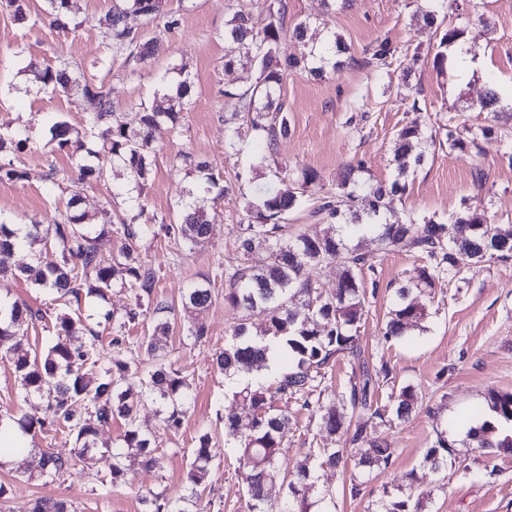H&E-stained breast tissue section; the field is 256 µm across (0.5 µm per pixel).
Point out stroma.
<instances>
[{
  "label": "stroma",
  "mask_w": 512,
  "mask_h": 512,
  "mask_svg": "<svg viewBox=\"0 0 512 512\" xmlns=\"http://www.w3.org/2000/svg\"><path fill=\"white\" fill-rule=\"evenodd\" d=\"M30 5L36 18L27 23L15 21L12 11L0 5V132L20 130L29 138L24 149L0 153V159L13 161L24 174L21 181L0 183V220L45 226L54 222L70 197L48 178L52 169L69 174L74 161L69 150L51 142L47 118L58 115L80 125L83 102L75 95L47 93L28 70L29 63L46 65L60 58L81 66L89 80L111 86L116 122L132 105L152 102L172 70L185 67L191 82L189 108L177 129L163 126L154 133L162 150L143 189L145 215L172 218L185 187L195 181V172L180 164L178 154L183 150L209 162L226 193L217 203L219 217L208 238L194 249L184 248L177 234L163 230L138 245L142 264L156 275L154 301L171 309V328L160 342L161 353L185 371L194 392L182 425L174 432L165 429L154 403L140 407V424L155 438L159 466L134 468L123 488L104 492L101 481L112 471L108 448L120 443L126 430L123 420L116 419L100 427L98 453L90 468L44 482L34 477L42 450L68 457L74 445L65 434L39 432L27 436L28 450L18 460L0 463V485L7 490L0 512H31L38 498L67 499L76 512H146L145 496L182 494L192 452L205 433L212 437L214 456L203 495L207 512H244L245 498L235 474L237 450L224 440V411L231 407L245 417L250 409L232 403L213 361L238 318L237 311L224 304L222 272L240 256L239 213L282 168L293 174L313 169L327 189L335 187L341 168L349 162L361 164L364 177L392 181L391 139L411 120L428 127L437 113L447 112L459 123L512 126V121L488 112L459 109L462 101L478 100L492 86L505 103H512V0H480L478 10L485 20L470 25L464 36V46L475 54L478 65L465 73L451 65L442 73L434 68L435 30L418 17L415 0H355L333 13L325 12L322 0H288L287 26L310 20L309 33L319 39L326 31H335L349 46L353 61L321 79L305 71L288 72L282 100L291 132L263 161L255 158V131L237 115L236 100L224 95L225 89L248 86L259 78L250 66L225 67L224 21L231 12L245 9L254 27L263 28L268 15L261 0H163L165 11L176 21L172 29L145 26L135 15L127 19L129 27L142 30L151 40L150 60L132 68L116 57L108 69L98 65L107 53V39L97 20L111 8L112 0H73L81 25L67 32L41 20L45 0H30ZM383 41L397 50L386 76L367 64ZM405 80L422 90L419 110H412L411 100L404 96ZM363 100L368 110L362 114L356 105ZM232 128L238 131V151L229 155L225 140ZM502 152L494 137L465 152L436 149L409 177L407 193L393 203L391 220L403 223L411 214L444 220L458 212L467 197L492 223H506L512 219V164ZM479 170L487 178L481 188L474 183ZM121 184V177L114 175L79 186L80 209L88 223H102L107 209L131 214L127 201L113 195ZM363 249L371 253L374 267L365 273L369 312L359 329V343L372 362L387 365L391 386L415 385L421 405L409 421L369 424L368 437L394 448L395 454L388 468L373 471L360 488L351 483L353 463L321 472L319 484L333 496L319 504V512H367L386 485L409 494L405 476L411 472L427 494L422 512H512V454L479 447L467 435L473 421L488 414L491 393L512 391V261L476 264L462 280L420 297L427 313L423 330L388 342L381 329L395 292L416 277L422 258L412 250L381 249L370 239ZM204 280L213 288L215 300L202 316L209 328L207 339L195 343L183 333L195 315L182 308L181 297L186 288ZM0 294L35 309L51 308L56 315L67 311L22 275L0 280ZM132 300L117 284L106 299L83 300L81 310L88 327L100 332L102 365L136 356L149 370L155 361L142 355L139 346L151 335L152 320L129 330L118 348L111 344V327L99 321L100 312L122 314ZM10 346V341L0 342V419H50L46 400L26 397L9 361ZM440 431L446 432L451 450L443 474L437 475L422 461Z\"/></svg>",
  "instance_id": "obj_1"
}]
</instances>
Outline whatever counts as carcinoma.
Segmentation results:
<instances>
[{
  "label": "carcinoma",
  "mask_w": 512,
  "mask_h": 512,
  "mask_svg": "<svg viewBox=\"0 0 512 512\" xmlns=\"http://www.w3.org/2000/svg\"><path fill=\"white\" fill-rule=\"evenodd\" d=\"M470 10L474 0L460 6L457 0H427L420 7L423 20L442 30L433 64L440 73L448 62V50L462 41L465 31L458 25L442 26L440 12ZM287 10L285 0L269 5V22L257 30L251 14L238 10L224 23V42L227 53L224 67L237 63L250 64L260 72L254 86L228 91L237 100L239 111L250 117L251 127L258 132L266 152L274 151L279 138L288 136V117L280 101L284 73L303 68L315 76L326 70L336 72L344 67L342 56L349 52L344 41L329 33L321 44L305 41L308 25L298 23L294 28L304 50L298 57L280 58L278 46L284 33L283 20ZM45 13L49 25L57 30H74L80 22L72 9V0H47ZM130 15L145 19L154 28L171 29L174 21L163 11L162 0H113L112 9L98 19L105 29L108 55L101 66H112V56L123 55L127 63L141 64L150 57V41L128 27ZM396 49L386 41L372 53L371 64L381 74L388 73ZM31 73L36 82L50 94H78L84 102L82 125L77 127L55 117L49 126L50 141L61 149L72 151L76 167L70 182L100 180L107 169L118 168L126 176L124 195L144 214L142 192L156 158L154 132L163 123L176 126L187 109L191 84L184 78L167 84L156 92L149 106L130 108L125 121L112 124L116 107L112 89L100 82L80 79L74 66L65 61L45 67L34 65ZM481 112H496L503 108L502 99L494 88L469 108ZM496 136L503 142L502 157L512 163V130L492 125H454L445 123L426 134L415 122L402 125L394 134L391 163L395 179L389 184L355 178L358 168L351 166L343 174L336 189L316 187L318 175L303 169L297 177L286 174L278 184L265 187L255 199L247 201L239 215L237 233L241 257L238 264L224 270V304L241 313L216 354L217 369L231 379L248 370L252 376L233 388V397L249 405L252 414L247 427L241 418L230 411L224 415V435L238 445L237 472L244 489L247 512H311L315 499H323L329 491L319 487L317 473L337 467L343 457L342 448H311L304 460L291 469L282 467L279 450L289 430L291 408L306 410L317 420L319 432L330 435L340 429L351 433L350 443L356 446L355 467H385L393 451L368 439L370 420L385 421L393 415L406 421L418 407L414 387L403 386L390 392L387 400L380 398V384L388 381L389 370L369 361L358 344V329L367 313L368 298L363 271L372 269L370 254L359 245L350 244L351 236H372L386 249L408 248L421 255L424 261L416 278L398 288L397 300L389 312L383 338H399L421 327L426 313L411 295L431 293L445 278L461 275L471 265L482 262L512 260V228L488 221L485 211L464 204L461 211L448 222L423 218V223H392L388 219L395 197L407 191V178L423 165L429 152L438 145H448L450 151H464L478 146V141ZM185 166L199 172L194 187L177 205V232L184 244L193 248L203 243L210 224L217 217L211 207V194L224 196L219 177L205 161H197L189 153L181 154ZM310 195L318 196L316 213L328 221L323 234L309 236L289 230V216L296 212ZM79 195L70 196L67 209L59 213L51 225L53 239L60 256L48 259L40 255L37 266L20 269L34 277V283L57 294L64 304L75 303L70 314L55 317V342L45 351L27 346L29 325L45 321L51 314L34 310L24 302L15 301L5 312L0 310V341L10 339L11 360L22 388L28 395L45 397L53 420L50 423L27 416L19 420L22 432L41 433L52 429L70 436L75 443L72 460H65L46 450L41 453L39 478L44 481L62 479L70 467H88L94 460L95 436L98 427L115 418L124 420L126 430L122 443L107 449L112 454V474L109 487H116L133 467L153 468L159 460L154 454L152 439L139 423V408L150 397L159 406L165 427L181 425L182 408L192 400L187 375L169 361L144 376L134 361L112 360L94 374L82 371V366H97L101 348L99 336L86 327L81 312L84 297L105 298L115 282L131 289L134 304L120 316L111 311L102 314L104 322L112 325V346L125 342V333L147 316L168 310V306L153 303L154 272L144 267L134 248L136 241L155 235L150 222L99 225L92 235L84 224L85 215L76 212ZM120 236L121 246L106 262L99 258L96 241L107 234ZM48 241V234L35 225L23 237L10 225L0 221V277L15 275L7 259L16 249ZM266 254L265 261L254 264L250 255L255 250ZM328 261L341 268L336 288L325 292L316 287L315 270ZM213 295L210 288L196 284L182 298L186 310L202 313L210 307ZM259 309L265 322L253 327L251 313ZM170 321L155 323L153 333L142 341L140 348L155 354L156 340L168 335ZM282 348V370L264 373L271 346ZM334 359H345L351 366L349 387L342 395L343 405L350 407L355 419L344 421L343 414L323 402L327 369ZM490 409L498 421L512 424V392L496 393L490 398ZM468 436L478 439L483 447L512 453V435H501L498 426L484 421L469 429ZM205 433L193 450L194 459L188 472L185 494L172 500L154 495L146 502L147 512H203L197 508L213 465ZM448 437L442 433L425 452L423 461L434 473L447 464ZM280 483L285 494L272 501L268 488ZM422 497H401L384 490L370 512H420ZM32 512H75L72 503L63 499H38Z\"/></svg>",
  "instance_id": "carcinoma-1"
}]
</instances>
